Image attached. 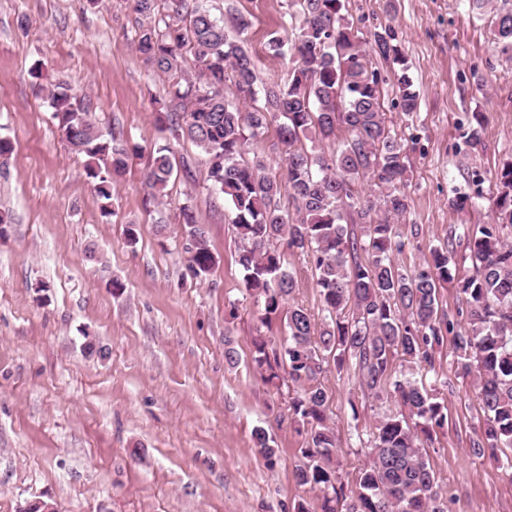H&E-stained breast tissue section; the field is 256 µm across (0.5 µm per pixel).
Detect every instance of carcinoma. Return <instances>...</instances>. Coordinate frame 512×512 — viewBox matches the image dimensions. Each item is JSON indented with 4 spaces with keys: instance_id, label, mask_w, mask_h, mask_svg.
I'll list each match as a JSON object with an SVG mask.
<instances>
[{
    "instance_id": "carcinoma-1",
    "label": "carcinoma",
    "mask_w": 512,
    "mask_h": 512,
    "mask_svg": "<svg viewBox=\"0 0 512 512\" xmlns=\"http://www.w3.org/2000/svg\"><path fill=\"white\" fill-rule=\"evenodd\" d=\"M137 19L126 37L144 62L166 78L167 96L154 99L157 119L175 139H187L205 156L204 181L224 197L229 223L239 239L238 264L261 322L286 313L288 338L277 349L256 337L252 365L262 379L289 397L288 417L305 431L296 478L318 490L316 512H446L442 487L423 440L445 427L444 406L423 380L398 377L392 361L401 356L426 373H436L437 349L455 323L439 314V288L455 264L452 243L430 249L431 260L410 271L394 256L409 241L397 220L409 207V159L403 139L382 110V79L372 66L378 56L399 66L395 105L405 114L418 108L419 95L408 75L394 29L365 38L350 22L345 0H287L288 19L270 34L269 51L289 60L288 78L258 84L246 48L253 22L229 9L216 17L208 0H129ZM489 7L502 51L512 54V0ZM191 55L199 75L184 69ZM234 98L224 95L226 85ZM53 119L71 148L88 157L85 174L100 201L101 216L114 214L112 182L141 148L105 133L75 97L47 96ZM278 121L279 173L268 172L264 157H247L271 121ZM346 129L348 137L337 140ZM168 147L157 148L145 181L155 199L178 167ZM371 181L380 194L361 191ZM294 212L282 207V187ZM496 220L465 235L471 276L457 281L460 313L467 326L456 333L460 370L472 377L484 413L471 453L512 448V244L502 239L512 228V162L496 173ZM183 249L196 275L215 264L205 225L194 210L180 208ZM312 258L324 321L315 327L306 309L284 308L297 280L287 270L285 251ZM351 367L361 387L393 396L400 409L384 415L367 434L369 462L355 485L340 481L336 433L327 414L321 383L329 362ZM254 441L270 465L276 450L268 431Z\"/></svg>"
}]
</instances>
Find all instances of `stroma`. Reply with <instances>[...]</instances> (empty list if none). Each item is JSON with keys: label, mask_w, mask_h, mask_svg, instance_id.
<instances>
[{"label": "stroma", "mask_w": 512, "mask_h": 512, "mask_svg": "<svg viewBox=\"0 0 512 512\" xmlns=\"http://www.w3.org/2000/svg\"><path fill=\"white\" fill-rule=\"evenodd\" d=\"M236 6L253 20L247 47L261 78L285 80L288 61L266 49L283 0ZM346 8L363 34L392 27L402 35L419 95L417 112L405 117L394 106L393 65L374 60L411 165L400 224L420 229L423 241L398 258L410 269L450 233L492 221L495 175L512 161V57L501 52L491 13L471 12L468 0H346ZM133 20L127 0L95 8L87 0H0V135L15 145L0 166V209L13 218L0 238V512H21L38 497L56 512H294L316 497L296 480L306 437L288 418L287 391L251 365L254 337L279 345L287 328L260 322L224 199L203 181L204 155L157 121L151 100L167 85L126 39ZM36 65L48 88L67 86L102 129L142 146L114 187V216L102 217L86 156L71 149L34 88ZM475 118L482 140L471 147L462 131ZM161 146L191 171L174 175L153 204L144 175ZM456 189L482 195L457 211L448 205ZM186 202L217 258L200 277L183 251L178 208ZM287 261L299 283L290 305L322 321L313 264L300 255ZM89 339L104 357L84 354ZM228 349L235 362L225 359ZM436 371L447 423L425 449L448 512H512V450L469 453L483 412L458 373L454 336H445ZM323 384L340 474L351 484L367 462L359 435L396 404L364 392L351 369L329 368ZM260 426L277 450L271 467L254 444Z\"/></svg>", "instance_id": "obj_1"}]
</instances>
